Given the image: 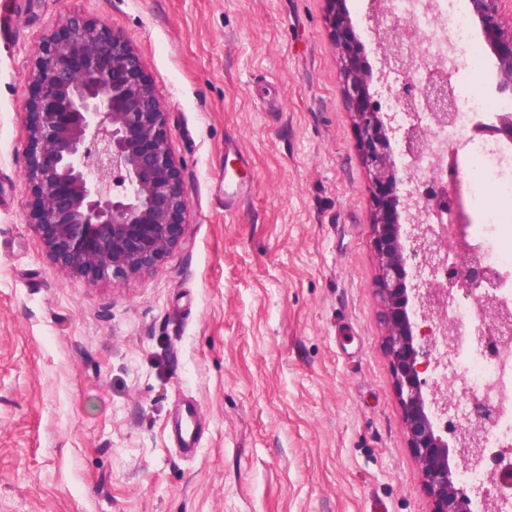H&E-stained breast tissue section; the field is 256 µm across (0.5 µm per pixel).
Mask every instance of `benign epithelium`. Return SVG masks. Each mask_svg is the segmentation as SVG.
Listing matches in <instances>:
<instances>
[{
    "mask_svg": "<svg viewBox=\"0 0 512 512\" xmlns=\"http://www.w3.org/2000/svg\"><path fill=\"white\" fill-rule=\"evenodd\" d=\"M332 35L340 48L344 94L354 116L359 146L372 174L374 245L380 263L378 295L385 346L403 411L408 447L421 469L433 512H470L468 489L456 485L449 467L455 454L479 461L475 446L485 430L480 419L456 428L453 440L439 433L433 411L440 386L425 376L447 359L424 331L426 320L463 293L495 278L493 268L471 254L460 222L453 241L433 227L449 195L437 158L431 190L412 183L411 171L434 150L433 128L455 122L458 100L449 76L424 64L422 36L414 18L390 19L387 0L368 16L380 68L373 71L348 17L346 0H327ZM497 61L499 90L512 95V34L500 19L512 0H467ZM34 91L28 102L29 159L26 178L36 206L32 224L58 268L90 281L148 269L185 232L189 199L165 133V112L142 62L128 43L99 22L73 17L64 30L35 50ZM401 81L394 100L411 120L396 123L374 102L369 86L393 75ZM480 137L512 143V113L501 112L475 128ZM405 160L398 171L395 157ZM448 264L445 283L428 281L425 269ZM482 326L512 341V311L489 293L476 297Z\"/></svg>",
    "mask_w": 512,
    "mask_h": 512,
    "instance_id": "benign-epithelium-1",
    "label": "benign epithelium"
}]
</instances>
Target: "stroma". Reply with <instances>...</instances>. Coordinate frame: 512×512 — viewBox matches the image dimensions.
Returning <instances> with one entry per match:
<instances>
[{
  "instance_id": "35a3bbf8",
  "label": "stroma",
  "mask_w": 512,
  "mask_h": 512,
  "mask_svg": "<svg viewBox=\"0 0 512 512\" xmlns=\"http://www.w3.org/2000/svg\"><path fill=\"white\" fill-rule=\"evenodd\" d=\"M0 13V512H432L384 348L371 175L326 0H8ZM139 55L189 198L154 267L61 271L30 222L33 52ZM490 55L454 85L496 97ZM248 191L224 206V174ZM198 411L183 455L176 410Z\"/></svg>"
}]
</instances>
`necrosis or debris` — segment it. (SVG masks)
Returning a JSON list of instances; mask_svg holds the SVG:
<instances>
[{
    "instance_id": "1",
    "label": "necrosis or debris",
    "mask_w": 512,
    "mask_h": 512,
    "mask_svg": "<svg viewBox=\"0 0 512 512\" xmlns=\"http://www.w3.org/2000/svg\"><path fill=\"white\" fill-rule=\"evenodd\" d=\"M417 0H394L395 15H414L419 26L433 29L425 45L427 63L435 65L456 57L472 63L478 46L471 36L466 15L456 0H434L432 10L417 9ZM460 112L456 122L435 132L439 145L463 137L470 122H479L488 112L512 109L508 99L458 93ZM472 158L479 165L468 192L481 222L471 234L469 245L482 260L498 273L491 288L496 301L512 307V219L503 209L512 200V180L501 170L499 159L480 143L472 144ZM448 322L460 325L461 336L450 345L449 365L439 366L443 385L460 383L464 397L458 405L459 417L480 418L485 424V442L479 462L464 461L458 479L466 485H493L503 460L512 459V346L501 344L498 337L480 334L477 304L463 305L448 301Z\"/></svg>"
}]
</instances>
